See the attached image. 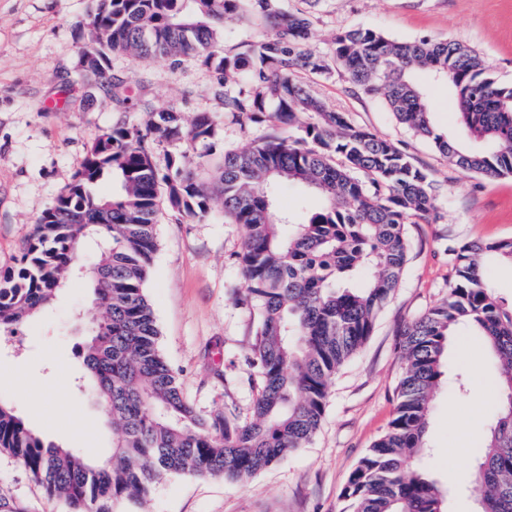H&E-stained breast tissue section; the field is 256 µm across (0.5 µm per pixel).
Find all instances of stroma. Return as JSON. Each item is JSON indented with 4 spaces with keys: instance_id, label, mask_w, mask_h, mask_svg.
I'll return each mask as SVG.
<instances>
[{
    "instance_id": "stroma-1",
    "label": "stroma",
    "mask_w": 512,
    "mask_h": 512,
    "mask_svg": "<svg viewBox=\"0 0 512 512\" xmlns=\"http://www.w3.org/2000/svg\"><path fill=\"white\" fill-rule=\"evenodd\" d=\"M88 3L0 0V272L17 263L38 217L81 168L101 130L137 124L147 107H175L211 113L220 152L248 147L265 133L226 120L210 93L213 73L189 61L174 68L163 59L116 58V77L144 88L137 105L123 110L101 92L86 98L75 78L77 34ZM356 26L403 41L459 40L500 80L512 82V0H322L309 46L324 49L334 30ZM305 81L353 124L401 145L427 169L440 218L408 225L400 284L368 342L338 371L309 443L242 483L220 476L166 477L132 512H346L348 478L386 430L397 403L400 330L448 295L449 245L512 238V176L487 178L452 165L343 73ZM156 232L146 294L164 356L199 411L249 417L259 387L251 364L258 310L239 264L245 227L225 217L217 200L201 221H179L160 209ZM96 315L90 288L73 280L51 308L19 327L17 339L0 340V400L48 440L102 457L112 446V429L95 399L77 387L84 373L77 350ZM443 371L421 463L447 490V512H475L469 474L496 410L500 382L483 341L464 329L449 344ZM83 419L97 422L95 436L74 435L73 426ZM0 495L25 512H67L4 456Z\"/></svg>"
}]
</instances>
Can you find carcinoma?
<instances>
[{"label": "carcinoma", "instance_id": "cac0c4a2", "mask_svg": "<svg viewBox=\"0 0 512 512\" xmlns=\"http://www.w3.org/2000/svg\"><path fill=\"white\" fill-rule=\"evenodd\" d=\"M305 2L308 11L283 0H90L96 44L80 62L84 88H106L124 105L137 88L113 81L114 57H160L175 67L190 59L215 74L211 93L225 118L291 135L271 132L224 151L209 186L196 171L209 166L214 147L210 113L148 111L138 125L106 129L37 219L17 266L0 273V335L9 336L79 274L83 245H100L89 277L97 326L78 354L113 428L109 456L63 448L0 402V455L16 459L69 512H118L169 474L240 482L303 447L321 424L332 378L367 342L399 286L405 226L440 218L429 174L411 155L331 109L300 74L328 79L341 69L456 167L512 174V84L494 77L473 48L357 27L312 50L311 9L321 0ZM234 17L263 36L219 46L224 20ZM419 73L446 86L474 146L435 126ZM281 185L315 194L320 207L296 218L278 212L273 189ZM215 197L247 230L240 263L259 311L252 364L261 387L246 420L204 414L183 395L145 292L160 201L179 219L201 220ZM448 254L455 272L448 297L400 332L395 412L349 476L343 497L352 512H446L447 495L417 461L448 342L461 324L483 338L502 386L469 478L476 512H512V301L486 276L491 264L512 266V239L450 245Z\"/></svg>", "mask_w": 512, "mask_h": 512}]
</instances>
